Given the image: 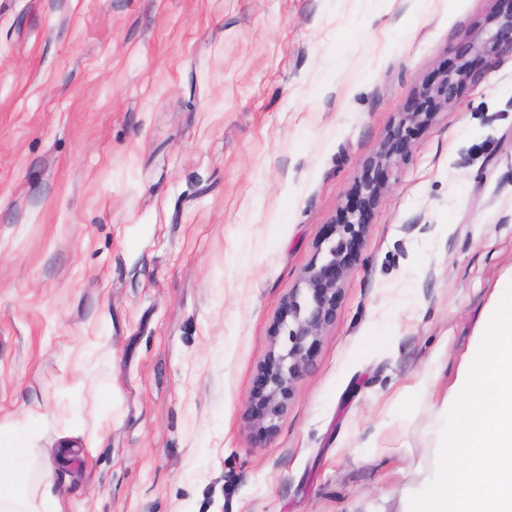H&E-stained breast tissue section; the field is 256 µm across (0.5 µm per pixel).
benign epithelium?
Wrapping results in <instances>:
<instances>
[{
  "label": "benign epithelium",
  "mask_w": 512,
  "mask_h": 512,
  "mask_svg": "<svg viewBox=\"0 0 512 512\" xmlns=\"http://www.w3.org/2000/svg\"><path fill=\"white\" fill-rule=\"evenodd\" d=\"M495 2V34L459 47L461 64L423 88L406 105L381 151L365 161L350 199L329 226L334 240L324 259L306 268L298 287L283 300L270 333L272 347L256 368L247 399L245 419L257 436L266 438L276 431L277 422L288 410L295 383L312 365L324 331L336 319L343 284L387 189L388 169L408 154L414 136L440 107L455 103L459 87L473 77L467 57L494 56L503 43L512 45V0Z\"/></svg>",
  "instance_id": "1"
}]
</instances>
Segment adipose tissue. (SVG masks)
Wrapping results in <instances>:
<instances>
[{"label": "adipose tissue", "instance_id": "obj_1", "mask_svg": "<svg viewBox=\"0 0 512 512\" xmlns=\"http://www.w3.org/2000/svg\"><path fill=\"white\" fill-rule=\"evenodd\" d=\"M36 454L23 428L0 424V459L8 461L0 468V512H62L60 502L40 490L51 483V471L31 472Z\"/></svg>", "mask_w": 512, "mask_h": 512}]
</instances>
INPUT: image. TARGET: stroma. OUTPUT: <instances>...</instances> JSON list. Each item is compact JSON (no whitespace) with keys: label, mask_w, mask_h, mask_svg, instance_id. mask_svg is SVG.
<instances>
[{"label":"stroma","mask_w":512,"mask_h":512,"mask_svg":"<svg viewBox=\"0 0 512 512\" xmlns=\"http://www.w3.org/2000/svg\"><path fill=\"white\" fill-rule=\"evenodd\" d=\"M495 8L0 0V423L63 512H381L415 485L512 270V47L389 168L273 436L246 400L363 162Z\"/></svg>","instance_id":"35a3bbf8"}]
</instances>
